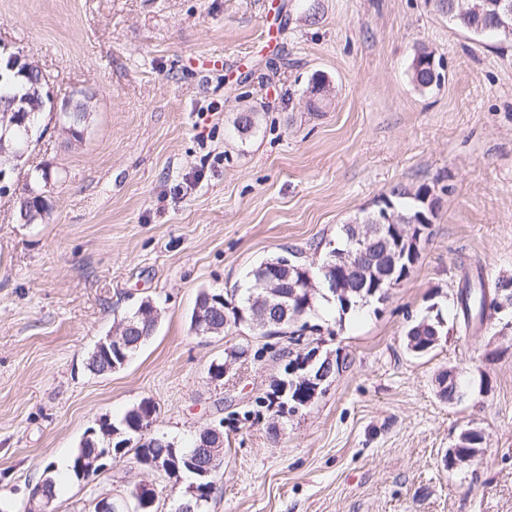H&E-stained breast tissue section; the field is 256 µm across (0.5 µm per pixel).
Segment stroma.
I'll list each match as a JSON object with an SVG mask.
<instances>
[{"mask_svg": "<svg viewBox=\"0 0 512 512\" xmlns=\"http://www.w3.org/2000/svg\"><path fill=\"white\" fill-rule=\"evenodd\" d=\"M311 1L0 0V42L43 67L57 105L89 104L77 137L43 114L0 193V499L22 507L96 420L147 399L153 435L182 446L223 423L206 512H512V42L462 31L431 0H316L314 20ZM422 47L441 65L428 90L411 79ZM41 174L49 214L22 223L16 195ZM423 184L441 204L410 276L345 315L318 302L306 345L339 370L306 408L267 407L284 365L269 340L191 331L200 290L243 286L288 252L319 267L342 224ZM467 278L502 309L464 323ZM147 299L155 336L91 372L96 342ZM434 310L447 335L414 355L406 329ZM233 346L246 355L211 379ZM451 367L455 402L436 382ZM470 427L486 434L479 462L448 466ZM143 480L173 512L184 483L129 455L62 483L56 512Z\"/></svg>", "mask_w": 512, "mask_h": 512, "instance_id": "1", "label": "stroma"}]
</instances>
